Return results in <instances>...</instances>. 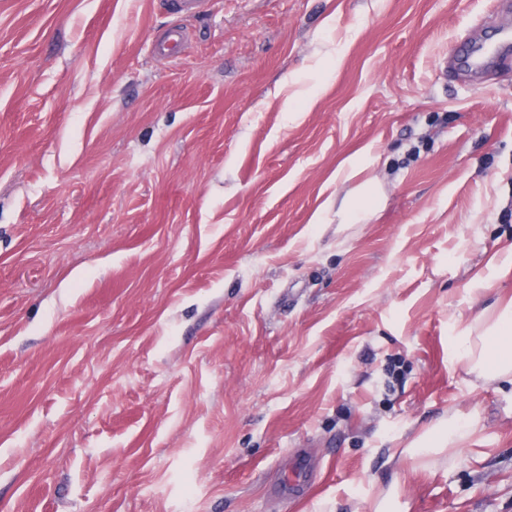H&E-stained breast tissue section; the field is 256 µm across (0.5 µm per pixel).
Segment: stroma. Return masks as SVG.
<instances>
[{
	"label": "stroma",
	"instance_id": "1",
	"mask_svg": "<svg viewBox=\"0 0 512 512\" xmlns=\"http://www.w3.org/2000/svg\"><path fill=\"white\" fill-rule=\"evenodd\" d=\"M189 42L161 56L158 37ZM500 0H0V512H352L475 410L412 512H512V388L453 338L512 296ZM370 218L327 205L361 151ZM511 48L512 34H499L493 40L478 46L463 45L460 52L455 55L454 61L461 71L477 74L488 62L510 51ZM478 414L448 412V417L424 429L404 448L412 476L432 473L451 466L462 448L470 443L477 427Z\"/></svg>",
	"mask_w": 512,
	"mask_h": 512
}]
</instances>
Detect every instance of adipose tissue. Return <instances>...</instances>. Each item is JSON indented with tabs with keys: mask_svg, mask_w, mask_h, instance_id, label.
Segmentation results:
<instances>
[{
	"mask_svg": "<svg viewBox=\"0 0 512 512\" xmlns=\"http://www.w3.org/2000/svg\"><path fill=\"white\" fill-rule=\"evenodd\" d=\"M367 156L348 159L338 175L350 190L336 209L341 224H356L373 211L380 196L376 178L367 174ZM453 356L469 373L486 383L512 385V297L486 306L454 339ZM477 413L449 412L447 418L424 429L404 448L408 471L417 476L453 465L470 443L477 427Z\"/></svg>",
	"mask_w": 512,
	"mask_h": 512,
	"instance_id": "obj_1",
	"label": "adipose tissue"
}]
</instances>
